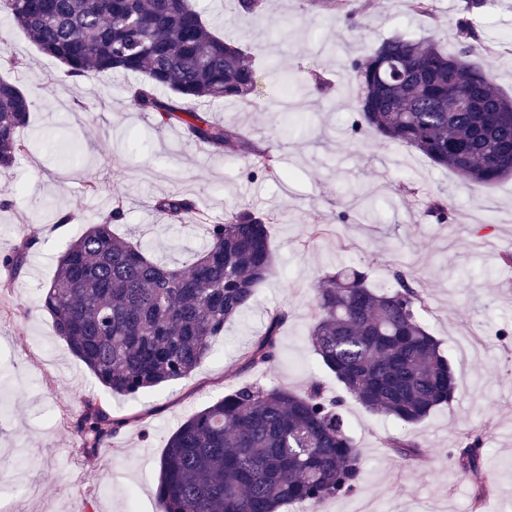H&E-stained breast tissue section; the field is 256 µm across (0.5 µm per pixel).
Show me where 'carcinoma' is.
<instances>
[{"mask_svg": "<svg viewBox=\"0 0 512 512\" xmlns=\"http://www.w3.org/2000/svg\"><path fill=\"white\" fill-rule=\"evenodd\" d=\"M487 0H466L455 27L461 49L404 38L383 42L351 64L360 86L355 130L367 125L382 138L410 147L463 179L491 185L512 177V97L467 57L475 52L473 15ZM14 24L65 75L142 74L135 104L163 125L216 153L238 148L251 174L279 180L277 157L246 141L229 125L211 121L192 105L242 100L253 91L250 56L216 36L190 0H0ZM476 99L463 111L448 95ZM31 100L17 82L0 76V171L7 172L30 145L19 137ZM155 207L181 223L197 204L173 194ZM123 216L117 204L60 255L41 299L56 335L98 382L114 395L186 379L224 333V324L249 309L275 265L269 225L275 218L249 208L212 224L206 246L184 268L147 257L143 248L112 232ZM38 245L24 237L0 263L18 275ZM398 286L378 288L365 272L342 268L316 285L309 341L344 392L365 409L413 426L457 398L449 355L426 328L424 300L403 275ZM288 313L269 316L239 370L274 362ZM129 420L114 417L95 399L82 402L78 429L94 452ZM404 461L427 450L392 438ZM476 488L491 489L481 438L468 436L451 455ZM361 450L341 402L326 400L318 385L305 392L241 383L188 417L167 440L155 498L158 512H281L305 503L317 509L353 493L362 478Z\"/></svg>", "mask_w": 512, "mask_h": 512, "instance_id": "obj_1", "label": "carcinoma"}]
</instances>
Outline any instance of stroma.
<instances>
[{
	"mask_svg": "<svg viewBox=\"0 0 512 512\" xmlns=\"http://www.w3.org/2000/svg\"><path fill=\"white\" fill-rule=\"evenodd\" d=\"M191 2L216 35L252 54L257 73L249 101L202 102L198 111L279 155L284 179L250 175L241 151L213 153L182 127L138 109L133 95L142 76L66 77L0 12V50L21 61L10 75L32 101L20 132L31 151L0 174V194L16 198L14 207L0 209V255L34 236L42 260L16 277L0 268V282H14L0 290V406L7 408L0 466L12 468L11 483L0 484V512H155L168 437L228 388L257 381L301 391L317 382L341 397L308 329L315 284L345 265L365 271L377 287L412 274L424 322L450 354L465 401L405 427L344 399L364 473L352 495L328 500L321 512H512V264L501 261L512 252V179L471 184L402 144L352 130L358 86L349 62L394 37L456 51L454 22L466 0H432L429 16L410 13L408 0H351L342 12L324 0H268L255 21L240 16L237 0ZM474 25L476 44L494 48L481 63L512 95V0H495ZM272 68L307 92L282 98V83L268 77ZM88 181L97 193L84 192ZM174 193L194 199L214 222L240 206L274 215L277 263L190 378L118 397L71 355L40 299L58 256L118 201V234L169 265H186L204 235L156 210L157 199ZM435 197L444 199L447 221L430 213ZM66 214L71 222L61 223ZM279 310L288 321L278 358L240 371L268 314ZM89 396L107 401L114 415L148 419L149 435L133 424L87 455L75 423ZM468 434L481 437L484 464L495 476L479 502L448 458ZM392 437L426 446L429 457L401 462L386 445Z\"/></svg>",
	"mask_w": 512,
	"mask_h": 512,
	"instance_id": "35a3bbf8",
	"label": "stroma"
}]
</instances>
